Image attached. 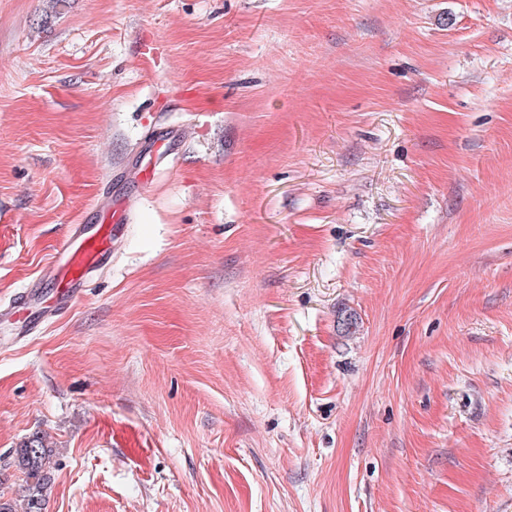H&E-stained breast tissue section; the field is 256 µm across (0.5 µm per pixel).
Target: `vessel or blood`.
<instances>
[{"mask_svg": "<svg viewBox=\"0 0 512 512\" xmlns=\"http://www.w3.org/2000/svg\"><path fill=\"white\" fill-rule=\"evenodd\" d=\"M171 142L168 136L155 141L154 155L136 167L139 182L153 179L158 159L170 155ZM127 221L128 206L117 200L101 208L94 226H71L32 284L8 305L0 307V318L17 324L10 335L0 337V350L39 331L85 292L94 275L111 259L123 238Z\"/></svg>", "mask_w": 512, "mask_h": 512, "instance_id": "vessel-or-blood-1", "label": "vessel or blood"}]
</instances>
